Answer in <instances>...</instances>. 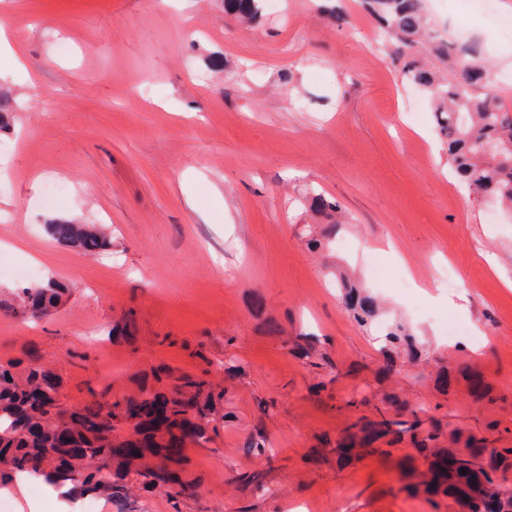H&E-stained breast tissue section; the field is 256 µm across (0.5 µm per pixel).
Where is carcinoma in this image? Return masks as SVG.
<instances>
[{
    "instance_id": "obj_1",
    "label": "carcinoma",
    "mask_w": 512,
    "mask_h": 512,
    "mask_svg": "<svg viewBox=\"0 0 512 512\" xmlns=\"http://www.w3.org/2000/svg\"><path fill=\"white\" fill-rule=\"evenodd\" d=\"M261 0H224V10L250 20ZM379 31L398 47L408 82L426 89L435 103L434 119L448 150V161L461 183L477 199L512 207V109L497 97L498 81L484 58L478 39L459 40L431 25L425 0H363ZM310 207L331 217L340 205L323 195ZM51 235L66 246L97 253L108 237L87 224L57 222ZM343 303L365 325L377 310L376 300L343 280ZM65 288L49 281L22 289L18 305L0 302V311L30 318L48 317L62 301ZM385 340L394 352L418 355L410 330L392 325ZM468 382L472 396L494 402L484 375L466 365L443 369L439 381L448 387L454 374ZM160 388L141 386L136 394H114L108 387L89 389L80 408L58 396L60 375L29 353L26 360L0 367V483L16 472L43 473L54 487L69 484L85 495L122 497L135 474L150 488L158 482L172 495L189 489L174 466L180 464L185 440L205 439L208 424L224 400V390L203 374L177 373L167 366L153 372ZM407 400L390 398L376 408L375 418L357 417L336 439V458L375 453L389 455L391 446L409 436L426 469L404 470L405 489L434 501L446 497L461 512H512V491L501 480L512 473V448H498L486 435L443 432L440 422L420 416ZM386 447L379 448L377 443ZM466 473H461L460 469Z\"/></svg>"
}]
</instances>
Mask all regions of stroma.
Returning a JSON list of instances; mask_svg holds the SVG:
<instances>
[{
  "mask_svg": "<svg viewBox=\"0 0 512 512\" xmlns=\"http://www.w3.org/2000/svg\"><path fill=\"white\" fill-rule=\"evenodd\" d=\"M320 4L264 0L243 22L224 0H0L26 66L0 84L19 105L0 130V254L36 268L1 271L0 299L67 288L50 317L0 312V364L38 354L75 408L159 365L224 387L206 441L182 450L190 490L173 502L132 480L109 512H458L405 490L403 469L424 465L409 442L337 463V436L393 394L465 432L496 422L512 447V223L454 179L430 96L359 0H338L340 25ZM427 9L482 39L512 108V41L493 18L477 0ZM317 193L350 222L314 249ZM54 220L95 225L110 245H61ZM348 268L383 301L376 321L343 307ZM397 320L423 352L388 379L382 328ZM124 323L130 337L113 336ZM461 361L495 403L462 379L440 388L438 368ZM359 390L369 402L351 407Z\"/></svg>",
  "mask_w": 512,
  "mask_h": 512,
  "instance_id": "1",
  "label": "stroma"
}]
</instances>
